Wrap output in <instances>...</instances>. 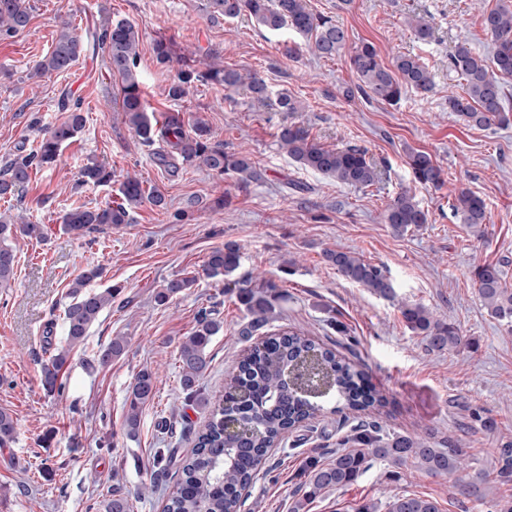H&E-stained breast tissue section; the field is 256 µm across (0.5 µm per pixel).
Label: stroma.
<instances>
[{
	"label": "stroma",
	"instance_id": "35a3bbf8",
	"mask_svg": "<svg viewBox=\"0 0 512 512\" xmlns=\"http://www.w3.org/2000/svg\"><path fill=\"white\" fill-rule=\"evenodd\" d=\"M32 20L15 37L0 41V162L21 141H36L32 119L41 126L60 122L62 97L80 102L85 127L64 146L57 164L34 173L18 196L0 199V212L25 210L42 225L43 238L14 240L15 275L0 288V409L16 422L8 447H0V512H103L112 491L132 497L133 512H163L175 476L154 464L156 449L189 454L205 410L179 392L176 353L196 325L200 311L218 306L223 329L210 345L212 362L200 386L218 402L234 363L259 343L242 335L250 320L224 292V277L209 278L203 266L212 251L236 243L237 276L274 281L281 293L274 330H301L356 353L372 383L387 398L388 429L412 433L430 429L437 437L458 436L469 467L459 476L436 478L378 462L357 482L321 494L302 512H355L366 502L385 503L392 495L416 494L437 502L440 512H485L461 495L462 483L494 468L493 450L512 438V333L482 305L473 280L476 266L507 261L512 284V124L498 129L466 125L448 110L449 94L462 82L448 72V56L466 43L491 56L493 43L482 25L484 11L512 0H308L315 12L333 17L350 45L372 43L385 66L401 55L419 57L434 77L431 92L405 91L397 105L370 102L357 93L348 53L319 58L301 50L282 55L280 43L294 33H271L238 18L214 23L204 0H29ZM431 16V40L416 38L410 14ZM80 37L117 21L134 22L141 34L138 75L150 112L163 119L171 110L205 120L231 151H243L259 166L262 182L247 186L235 178H212L191 166L178 178L155 165L136 144L116 101L119 80L101 52L84 49L71 68L41 79L30 73L50 52L61 21ZM164 38L174 55L212 52L226 67L245 69L265 80L272 93L286 92L299 111L280 112L251 104L238 93L236 105L223 90L197 85L179 101L167 90L176 64H160L153 43ZM305 127L310 140L326 148L358 146L381 170L377 185L357 189L300 168L276 143L281 124ZM430 153L442 168L437 187L414 183L406 148ZM96 161L115 176L136 174L144 187L163 192L173 208L199 199L190 221L173 223L150 204L132 209L131 223L78 237L64 230L62 215L77 205L94 208L116 200L117 186H68L80 169ZM410 190L427 212L422 228L399 235L381 214L402 190ZM461 189L486 203L484 235L472 233L454 216L450 203ZM223 208H212L215 197ZM328 249L356 252L382 266L400 297L418 302L460 327L470 348L458 353L428 352L409 331L397 303L345 280L325 262ZM102 271L98 287L120 294L90 328L84 344L71 352L62 389L46 395L41 365L65 339L64 307L71 281L84 269ZM197 276V283L166 303L155 299L166 280ZM129 341L125 354L106 367L88 369L112 337ZM144 368L156 376V396L144 404L136 438L125 435L127 397ZM480 407L498 428L461 432L467 408ZM167 419L172 433L157 423ZM342 431L299 429L296 447L274 449L249 490L242 512H292L294 492L306 458L328 463Z\"/></svg>",
	"mask_w": 512,
	"mask_h": 512
}]
</instances>
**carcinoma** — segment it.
Segmentation results:
<instances>
[{"label":"carcinoma","instance_id":"carcinoma-1","mask_svg":"<svg viewBox=\"0 0 512 512\" xmlns=\"http://www.w3.org/2000/svg\"><path fill=\"white\" fill-rule=\"evenodd\" d=\"M205 10L210 19H231L248 16L271 33L289 29L302 37L312 38L311 52L319 58H331L347 45L343 27L331 16L315 13L307 0H206ZM28 0H0V40H7L24 30L31 22ZM408 24L416 37L432 38L430 20L414 15ZM487 32L496 43V51L487 59L472 53L466 44L456 45L448 57V71L465 81L463 93L448 96V111L467 125L479 128L503 127L512 122L505 110V85L512 80V9L499 6L484 15ZM141 35L136 25L119 21L106 24L95 35V47L109 59L112 72L121 81L120 104L125 121L141 146L151 149L153 161L170 177L179 176L185 166L197 165L217 177L231 176L243 185L264 179L261 168L242 154L224 148V141L213 136L210 127L200 119L187 121L179 111L166 116L163 123L152 122L140 88L137 68ZM82 41L70 26L63 24L52 51L36 67L30 77L40 78L67 70L80 56ZM351 65L357 75V90L367 99L396 105L407 89L420 92L433 90V75L415 56H401L394 68L385 66L375 47L363 42L352 51ZM198 83L235 91L248 89L252 101L265 104L269 99L266 82L249 71L227 68L214 55L206 59L196 52L181 58L176 79L168 88L172 101L180 100L188 87ZM60 111L63 121L43 133L37 144H21L13 157L0 167V198L15 195L29 183L33 172L56 161L61 148L74 141L85 127V116L78 103L63 99ZM277 142L300 167L333 178L336 182L358 188H368L380 180V172L368 158L367 151L346 146L328 149L309 139L306 130L296 125L279 128ZM414 181L424 186L442 182V170L431 154L410 148L406 153ZM112 183V170L91 161L82 167L76 186L101 187ZM120 201L104 207H76L62 216L67 231L83 237L103 233L129 223V210L147 201L159 210L167 209V199L156 189L146 190L143 182L126 174L120 188ZM454 216L467 228L482 234L486 224L483 199L469 190L455 194ZM383 223L397 234L419 229L427 223V215L408 191L395 196L382 213ZM42 228L32 224L23 214H0V288L14 276L13 247L7 241L18 237L39 238ZM325 259L345 279L384 298L397 297L387 271L365 261L351 251L327 250ZM240 249L227 243L208 257L204 271L212 276H230L239 267ZM506 262L488 263L475 268L478 296L490 315L512 333V288L507 284ZM101 277L97 267L85 270L70 284V301L64 310L66 346L57 349L42 364L41 385L48 395L60 391V374L68 364L71 350L84 343L89 329L104 309L112 306L119 289L94 288L91 282ZM195 276L176 277L166 281L156 295L164 304L173 296L192 287ZM271 281L251 278L236 279L225 289L236 293L237 299L251 316L243 329L248 336L262 330L276 319V303L280 294ZM399 309L406 327L423 337L432 352H457L470 346L460 328L436 317L421 303L400 301ZM224 321L214 312L201 311L196 326L178 349L179 385L184 400L209 407V417L195 433L191 453L175 462L177 479L167 497L164 512H241L243 492L250 488L267 461L271 448H284L290 434L310 425L319 418L332 415L330 421L344 423L357 413L364 421L351 428L350 435L336 449L327 464L310 461L301 487L296 490L295 509L329 489H340L355 483L374 463L393 466L410 465L434 477L452 476L467 465L459 442L453 438L437 441L432 432L402 435L391 433L383 424L386 398L373 387L366 367L358 360L337 353L302 331H268L263 341L236 364L227 384L224 399L217 405L201 392L199 382L211 362L209 347ZM127 348L124 336H115L95 355L90 368L105 367L121 357ZM316 357L322 369L331 377L333 390L325 401L305 398L294 392L286 381V370ZM155 394V373L140 370L129 388V410L125 418V433L136 437L140 408ZM15 421L5 409L0 410V447L14 440ZM497 467L493 482L512 483V442L496 449ZM488 476L478 474L468 483L463 494L478 502L485 499L483 484ZM104 512H132L128 496L114 491L105 500ZM388 512H439L437 502L416 495H397L388 504Z\"/></svg>","mask_w":512,"mask_h":512}]
</instances>
